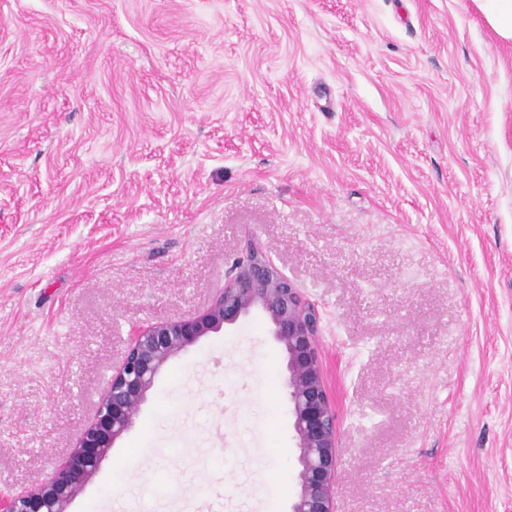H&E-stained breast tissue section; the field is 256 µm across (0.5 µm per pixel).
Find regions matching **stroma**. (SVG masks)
Listing matches in <instances>:
<instances>
[{
    "mask_svg": "<svg viewBox=\"0 0 512 512\" xmlns=\"http://www.w3.org/2000/svg\"><path fill=\"white\" fill-rule=\"evenodd\" d=\"M254 241L322 316L336 512H512V40L480 0H0V494ZM255 314L156 379L70 512H288Z\"/></svg>",
    "mask_w": 512,
    "mask_h": 512,
    "instance_id": "obj_1",
    "label": "stroma"
}]
</instances>
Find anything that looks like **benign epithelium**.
I'll list each match as a JSON object with an SVG mask.
<instances>
[{"mask_svg":"<svg viewBox=\"0 0 512 512\" xmlns=\"http://www.w3.org/2000/svg\"><path fill=\"white\" fill-rule=\"evenodd\" d=\"M270 323L286 356L288 415L296 438L299 491L289 512H335L338 461L336 410L323 377L319 314L255 245L229 272L224 290L199 315L151 323L131 340L112 370L95 418L85 426L68 460L51 477L0 499V512H68L135 416L167 363L200 337L234 326L254 313Z\"/></svg>","mask_w":512,"mask_h":512,"instance_id":"benign-epithelium-1","label":"benign epithelium"}]
</instances>
